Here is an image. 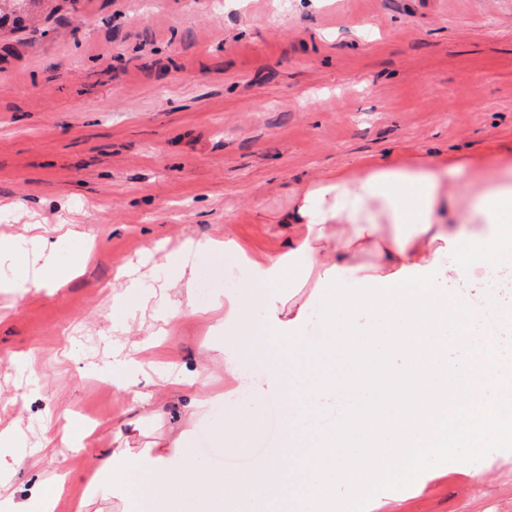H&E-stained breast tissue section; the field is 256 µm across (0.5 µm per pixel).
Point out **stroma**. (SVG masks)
Instances as JSON below:
<instances>
[{
	"mask_svg": "<svg viewBox=\"0 0 512 512\" xmlns=\"http://www.w3.org/2000/svg\"><path fill=\"white\" fill-rule=\"evenodd\" d=\"M223 2L59 0L35 29L0 30V236L64 224L94 241L63 288L0 294V428L24 432L17 500L37 475L172 435L162 394L140 435H118L137 413L106 388L104 366L157 328L149 306L113 329L119 270L156 293L174 272L151 253L185 239L231 233L283 250L287 228L262 213L363 157L512 149V0ZM217 318L206 302L165 325L145 376L166 386L197 368ZM32 353L29 370L19 360ZM247 402L213 400L186 422L203 460L241 470L275 446L263 430L248 452L218 448ZM71 425L93 427L95 443L64 450ZM376 512H512V455L467 448Z\"/></svg>",
	"mask_w": 512,
	"mask_h": 512,
	"instance_id": "1",
	"label": "stroma"
}]
</instances>
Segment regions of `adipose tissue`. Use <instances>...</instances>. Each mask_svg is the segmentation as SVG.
<instances>
[{"label": "adipose tissue", "instance_id": "1", "mask_svg": "<svg viewBox=\"0 0 512 512\" xmlns=\"http://www.w3.org/2000/svg\"><path fill=\"white\" fill-rule=\"evenodd\" d=\"M287 250L258 253L233 236L189 240L159 258L175 268L161 317L195 313L180 285L189 258L227 257L243 272L241 287L214 301L224 331L223 370L233 380L224 397L249 392L230 427L229 448L245 451L256 424L253 408L283 407L279 448L247 472H227L192 456L187 432L170 446L104 450L92 471L75 476L83 492L114 512L148 501L154 512H182L196 501L207 512H268L271 501L296 499L302 512H349L362 475L374 485L367 507L404 473L421 482L433 464L454 456L449 429L512 420V403L497 390L506 378L494 337L482 333L466 288L512 260V156L475 159L397 153L366 159L296 187L286 210ZM58 241L45 234L0 240V263L25 274L0 277L17 294L61 287L67 268ZM324 341L315 358L297 353L312 324ZM345 343L346 380L330 367ZM140 345L112 353V386L150 413L153 394L140 373ZM322 431L325 442L302 458L297 438ZM13 429L0 431V512H53L63 483L45 481L25 505L10 492Z\"/></svg>", "mask_w": 512, "mask_h": 512}]
</instances>
